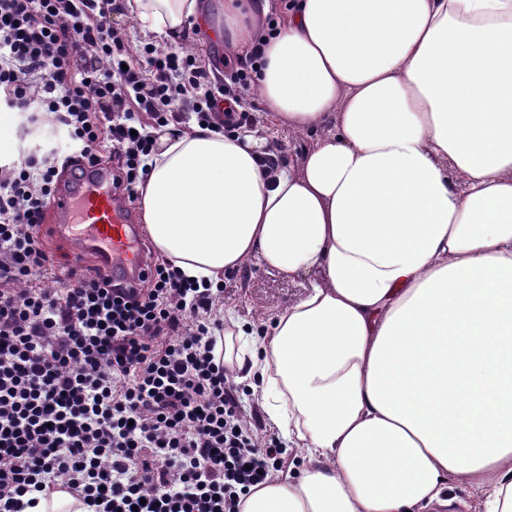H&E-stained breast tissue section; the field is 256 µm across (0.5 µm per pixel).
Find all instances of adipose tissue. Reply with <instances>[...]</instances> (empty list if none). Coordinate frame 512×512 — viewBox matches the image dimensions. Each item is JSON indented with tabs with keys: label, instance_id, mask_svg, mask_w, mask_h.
<instances>
[{
	"label": "adipose tissue",
	"instance_id": "ef3b65f1",
	"mask_svg": "<svg viewBox=\"0 0 512 512\" xmlns=\"http://www.w3.org/2000/svg\"><path fill=\"white\" fill-rule=\"evenodd\" d=\"M224 0V49L261 46L260 97L314 134L155 130L142 222L186 278L260 265L306 279L224 364L304 449L241 512H512V0H291L261 37ZM192 47L202 0H123Z\"/></svg>",
	"mask_w": 512,
	"mask_h": 512
}]
</instances>
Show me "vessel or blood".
<instances>
[{
  "mask_svg": "<svg viewBox=\"0 0 512 512\" xmlns=\"http://www.w3.org/2000/svg\"><path fill=\"white\" fill-rule=\"evenodd\" d=\"M49 233L68 241L79 258L119 282L138 279L152 261L132 210L112 190L109 166L71 171L55 192L48 210Z\"/></svg>",
  "mask_w": 512,
  "mask_h": 512,
  "instance_id": "b4317fda",
  "label": "vessel or blood"
}]
</instances>
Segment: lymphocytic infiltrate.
Instances as JSON below:
<instances>
[{"instance_id":"1","label":"lymphocytic infiltrate","mask_w":512,"mask_h":512,"mask_svg":"<svg viewBox=\"0 0 512 512\" xmlns=\"http://www.w3.org/2000/svg\"><path fill=\"white\" fill-rule=\"evenodd\" d=\"M112 0H0V98L29 125L65 129L0 166V512L62 486L94 512H240L284 465L256 438L214 350L224 321L212 288L155 260L139 285L57 269L42 225L59 170L112 167L135 200L152 131L224 111L251 125L259 52L228 78L181 48L130 51ZM58 279L55 288L46 279Z\"/></svg>"}]
</instances>
